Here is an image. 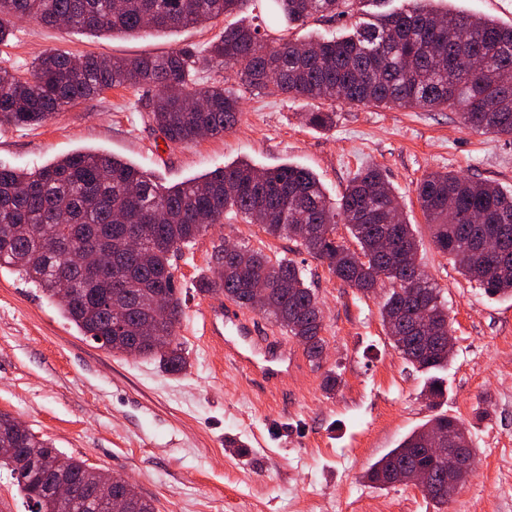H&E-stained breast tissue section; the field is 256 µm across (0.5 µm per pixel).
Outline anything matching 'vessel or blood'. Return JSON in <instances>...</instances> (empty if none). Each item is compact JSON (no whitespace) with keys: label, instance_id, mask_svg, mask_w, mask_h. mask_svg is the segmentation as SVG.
I'll return each instance as SVG.
<instances>
[{"label":"vessel or blood","instance_id":"1","mask_svg":"<svg viewBox=\"0 0 512 512\" xmlns=\"http://www.w3.org/2000/svg\"><path fill=\"white\" fill-rule=\"evenodd\" d=\"M206 319L211 335L223 341L228 357L248 368L253 381L272 393L287 386L295 356L286 342L268 335L258 319L229 302L210 306Z\"/></svg>","mask_w":512,"mask_h":512}]
</instances>
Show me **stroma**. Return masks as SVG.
<instances>
[{"instance_id": "1", "label": "stroma", "mask_w": 512, "mask_h": 512, "mask_svg": "<svg viewBox=\"0 0 512 512\" xmlns=\"http://www.w3.org/2000/svg\"><path fill=\"white\" fill-rule=\"evenodd\" d=\"M228 23L175 32L92 36L20 21L0 66L50 50L100 57L202 50ZM149 88L117 86L67 107L45 124L0 127V165L31 169L76 151L131 162L172 187L245 159L260 168L289 163L312 170L331 199L354 174L381 167L420 240L419 261L448 303L456 346L438 409L464 421L477 464L442 510L406 485L366 477L370 465L432 414L424 376L393 348L379 314L382 292L363 294L332 276L295 243L259 225L227 221L174 253L183 314L176 327L187 367L115 354L83 337L17 274L0 271V411L64 456L129 478L156 512H512V298L488 296L439 252L416 197L429 172L448 170L512 190V139L479 134L457 113L334 104L335 125L310 128L311 104L243 92L232 131L181 146L166 143L135 109ZM293 260L322 304L328 357L298 368L279 393L256 386L205 332L214 295L200 277L225 240ZM342 383L322 389L325 371Z\"/></svg>"}]
</instances>
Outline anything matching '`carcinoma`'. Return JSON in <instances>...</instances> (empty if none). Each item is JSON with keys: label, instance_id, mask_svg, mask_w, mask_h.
I'll return each mask as SVG.
<instances>
[{"label": "carcinoma", "instance_id": "1", "mask_svg": "<svg viewBox=\"0 0 512 512\" xmlns=\"http://www.w3.org/2000/svg\"><path fill=\"white\" fill-rule=\"evenodd\" d=\"M251 1L273 23H285L286 32L314 17H343L356 9L369 20L351 35L307 43L284 35L270 42L259 28L244 24L226 27L203 50V63L224 71V80L204 87L197 86L196 61L184 49L112 60L48 51L27 67H0V126L41 125L68 105L135 84L153 88L146 111L163 138L186 145L202 130L222 135L241 121V96L226 87L234 79L260 95L316 102L305 115L313 128L336 123V113L323 105L341 101L451 110L477 133L512 138V27L443 7L444 0H404L400 9L375 13L363 7L389 0H0V44L14 35L18 20L86 33L167 32L237 13ZM416 193L438 251L489 295L512 297V273L500 274L483 255L468 250L470 240L496 225L503 251L512 256V193L450 171L425 175ZM260 212L266 214L261 224L266 234L295 242L363 294L383 279L392 280L388 268L394 257L378 252V239L392 237L403 246L411 264L402 275L412 280V296L405 299L391 288L380 305L381 321L394 328L390 338L402 358L431 374L425 392L443 398L446 388L432 372L448 367V345L411 328L418 324L421 296L432 301L429 312L445 322L448 310L429 276L415 280L420 240L376 166L359 170L334 202L311 170L293 164L259 171L238 161L166 190L135 166L94 151L29 171L0 166V269H13L41 289L81 335L102 338L117 353L135 344L138 355L178 374L186 359L175 338L183 310L172 255L226 219L253 222ZM339 224L354 247L336 238ZM132 233L141 237L136 253L125 249ZM94 250L111 257L110 268L100 273L85 268V253ZM241 251L249 255L247 271L221 246L199 290L222 293L252 310L251 283H264L258 311L295 338L310 362H319L325 349L323 310L303 271L292 260L273 259L260 249L243 246ZM159 295L168 307L161 323L166 339L153 341L142 326ZM431 428L449 436L448 447L476 455L465 423L437 414L373 463L367 477L382 487L396 469L423 466L429 477L424 496L440 509L448 497L437 486L448 474L424 447ZM0 448L18 449L0 460V467L10 471L29 512H104L99 479L72 458L64 465L74 488L72 505L65 510L56 504L51 481L58 450L30 430L19 432L15 418L5 412H0ZM112 496L128 500L131 512H155L127 479L112 485Z\"/></svg>", "mask_w": 512, "mask_h": 512}]
</instances>
